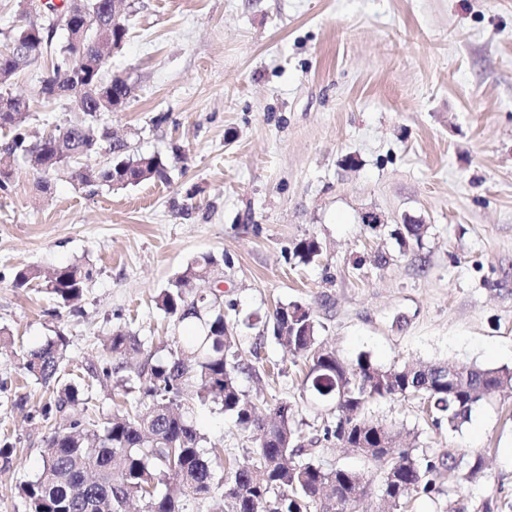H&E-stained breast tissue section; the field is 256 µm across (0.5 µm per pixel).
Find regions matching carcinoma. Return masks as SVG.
<instances>
[{
	"label": "carcinoma",
	"mask_w": 512,
	"mask_h": 512,
	"mask_svg": "<svg viewBox=\"0 0 512 512\" xmlns=\"http://www.w3.org/2000/svg\"><path fill=\"white\" fill-rule=\"evenodd\" d=\"M15 38L8 36L0 50V86L9 84L23 65L14 54ZM76 64L73 46L56 54L55 79L41 81L43 99H54L58 83L69 89L84 83ZM129 95L126 80L101 81L96 97L81 110L79 122L31 141L26 134L28 100L1 92L0 157L13 162L21 156L40 172L65 166L72 180L86 186L122 188L149 179L166 180L167 167L159 156H122L125 146L112 143L111 131L101 123V116L112 111V98ZM106 141L117 157L106 166L91 165ZM321 252L313 237L300 240L294 248L303 263ZM218 266L216 256L201 254L157 294V307L176 324L193 323L195 334L175 350L148 354L143 365L127 376L120 374V359L142 348L129 331H114L104 344L115 364L90 363L75 375L65 370L68 340L62 335L27 351L25 373L52 390V400L43 407L47 417L63 414L80 401L89 403L94 387L110 382L139 394L144 404L141 411L117 409L97 419L74 418L69 426L55 428L42 468L19 486L28 512H127L133 497L143 502V512H185L184 501L212 497L216 486L210 457H220L221 449L205 450V438L190 419L194 403L207 401L221 406L244 429H257L266 415H276V421L262 430L258 448L235 462L225 476L222 512H349L350 502L367 485L365 474L323 467L287 404L262 408L238 389L237 373L243 365L234 322L224 307L194 292L196 282L212 280ZM93 277L92 266L75 261L49 276L37 266L22 267L14 282L19 288L40 287L62 306L76 308ZM271 325L278 342L308 366L305 385L335 401L336 421L325 427L324 435L361 454L374 449L366 458L378 465L381 499L391 512H402L414 499L444 494L437 484L443 469L462 482L478 479L482 459L471 461L451 451L432 454L414 444L398 448L402 432L368 417L364 408L379 398L418 397L434 422L445 420L448 428L456 430L489 396L512 398L511 370L449 361L382 367L367 356L348 363L320 345L313 314L298 302L276 307ZM455 512H502V507L490 497L462 502Z\"/></svg>",
	"instance_id": "obj_1"
}]
</instances>
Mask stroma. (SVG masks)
<instances>
[{
	"mask_svg": "<svg viewBox=\"0 0 512 512\" xmlns=\"http://www.w3.org/2000/svg\"><path fill=\"white\" fill-rule=\"evenodd\" d=\"M124 14L108 70L131 94L103 123L129 152L160 155L169 179L112 189L57 171L41 193L21 162L0 191V328L15 341L0 353V442L15 448L0 460V512H26L18 486L59 424L43 416L44 386L22 377L25 352L66 336L75 371L105 362L119 329L148 350L192 336L154 297L202 253L221 258L223 300L242 320L239 389L288 404L324 467L374 472L325 439L335 415L266 327L276 306H308L322 344L349 362L512 369V0H126ZM53 57L6 87L29 99L34 135L78 117L39 94ZM408 221L425 231L402 246ZM305 237L322 245L308 264L293 253ZM73 261L96 271L79 311L14 284L21 267ZM366 412L429 452L484 459L478 481L441 475L442 496L416 512L512 503V399L481 402L455 431L416 398ZM192 418L224 450L216 475L258 446L214 404Z\"/></svg>",
	"mask_w": 512,
	"mask_h": 512,
	"instance_id": "35a3bbf8",
	"label": "stroma"
}]
</instances>
